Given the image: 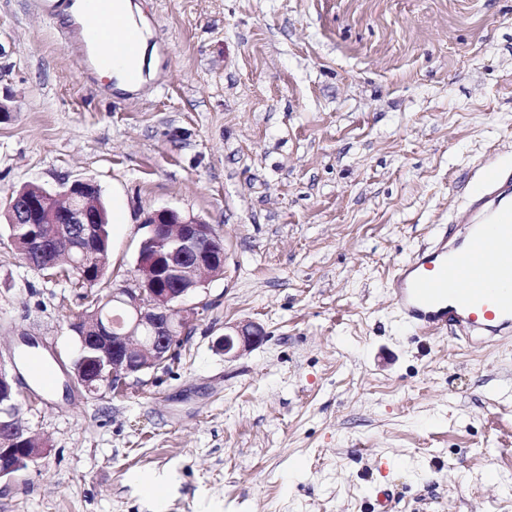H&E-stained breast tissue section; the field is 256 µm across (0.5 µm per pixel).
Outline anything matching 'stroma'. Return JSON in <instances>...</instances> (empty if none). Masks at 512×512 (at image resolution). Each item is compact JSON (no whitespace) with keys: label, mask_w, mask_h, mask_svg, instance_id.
<instances>
[{"label":"stroma","mask_w":512,"mask_h":512,"mask_svg":"<svg viewBox=\"0 0 512 512\" xmlns=\"http://www.w3.org/2000/svg\"><path fill=\"white\" fill-rule=\"evenodd\" d=\"M159 65L114 94L58 0H0V198L95 183L112 278L147 213L211 224L224 274L169 369L121 395L65 387L83 291L0 222V362L46 455L0 512H512V335L415 333L391 272L451 223L488 159L512 167V0H134ZM252 321L265 340L212 342ZM390 495L381 509L380 491ZM263 329L253 322H245L227 326L224 336H219L214 346L224 353L225 358H235L243 351L251 349L264 341Z\"/></svg>","instance_id":"1"}]
</instances>
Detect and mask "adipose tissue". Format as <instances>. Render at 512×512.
I'll return each instance as SVG.
<instances>
[{
	"mask_svg": "<svg viewBox=\"0 0 512 512\" xmlns=\"http://www.w3.org/2000/svg\"><path fill=\"white\" fill-rule=\"evenodd\" d=\"M112 11L115 15L123 18L127 25L138 29L139 52L133 59L124 60L111 58L106 48H96L95 53L99 59L97 72L100 76L108 78L114 89L134 91L140 88L145 81V66L151 33L144 28L142 21L137 19L132 0H112Z\"/></svg>",
	"mask_w": 512,
	"mask_h": 512,
	"instance_id": "obj_1",
	"label": "adipose tissue"
}]
</instances>
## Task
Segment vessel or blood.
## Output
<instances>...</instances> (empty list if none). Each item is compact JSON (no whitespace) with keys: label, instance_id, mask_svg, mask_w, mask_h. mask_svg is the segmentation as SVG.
Here are the masks:
<instances>
[{"label":"vessel or blood","instance_id":"obj_1","mask_svg":"<svg viewBox=\"0 0 512 512\" xmlns=\"http://www.w3.org/2000/svg\"><path fill=\"white\" fill-rule=\"evenodd\" d=\"M104 5L87 0L88 41H112ZM391 301L423 334L451 328L471 341L512 335L511 170L484 166L454 229L396 267Z\"/></svg>","mask_w":512,"mask_h":512}]
</instances>
